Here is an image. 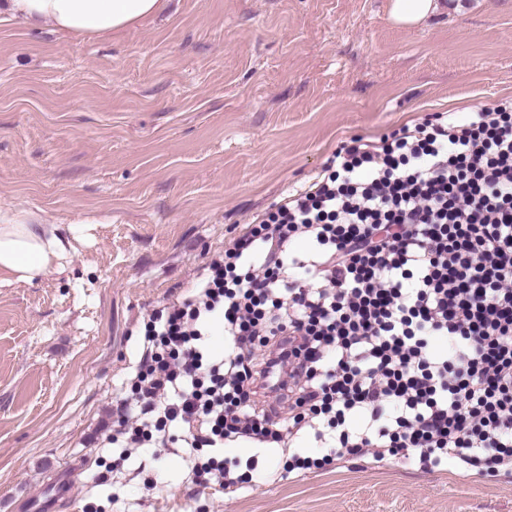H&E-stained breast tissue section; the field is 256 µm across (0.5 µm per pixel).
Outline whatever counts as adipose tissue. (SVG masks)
Here are the masks:
<instances>
[{
    "label": "adipose tissue",
    "instance_id": "1",
    "mask_svg": "<svg viewBox=\"0 0 512 512\" xmlns=\"http://www.w3.org/2000/svg\"><path fill=\"white\" fill-rule=\"evenodd\" d=\"M165 0H0V13L85 40L102 39L163 10ZM456 0H391L390 17L416 25L457 10ZM78 222L50 224L34 211L0 208V274L33 283L64 267L74 249Z\"/></svg>",
    "mask_w": 512,
    "mask_h": 512
}]
</instances>
